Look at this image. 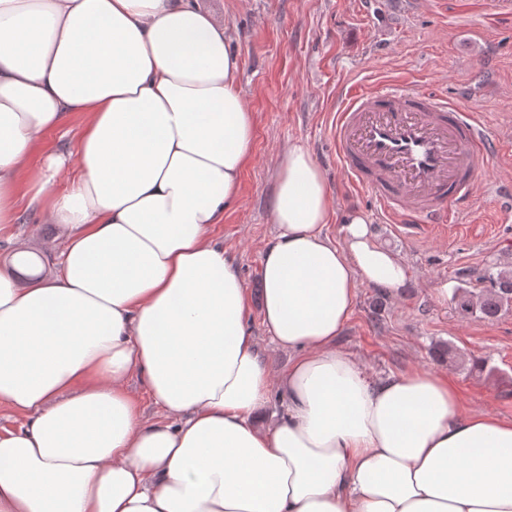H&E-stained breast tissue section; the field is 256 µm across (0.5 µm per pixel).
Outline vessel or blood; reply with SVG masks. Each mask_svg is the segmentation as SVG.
I'll use <instances>...</instances> for the list:
<instances>
[{"instance_id": "vessel-or-blood-1", "label": "vessel or blood", "mask_w": 512, "mask_h": 512, "mask_svg": "<svg viewBox=\"0 0 512 512\" xmlns=\"http://www.w3.org/2000/svg\"><path fill=\"white\" fill-rule=\"evenodd\" d=\"M334 121L336 164L370 191L382 222L434 230L460 223L477 165L494 146L484 121L407 84L344 87Z\"/></svg>"}]
</instances>
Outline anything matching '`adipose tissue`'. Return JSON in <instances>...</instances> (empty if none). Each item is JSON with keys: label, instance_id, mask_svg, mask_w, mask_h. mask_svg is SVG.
Listing matches in <instances>:
<instances>
[{"label": "adipose tissue", "instance_id": "1", "mask_svg": "<svg viewBox=\"0 0 512 512\" xmlns=\"http://www.w3.org/2000/svg\"><path fill=\"white\" fill-rule=\"evenodd\" d=\"M239 68L197 0H0V224L23 190L64 241L51 278L0 272V410L19 421L0 429V512H512V418L340 348L360 286L404 294L407 269L362 213L329 235L299 142L259 277L264 330L293 356L272 371L213 235L252 157ZM73 116L76 150L31 164Z\"/></svg>", "mask_w": 512, "mask_h": 512}]
</instances>
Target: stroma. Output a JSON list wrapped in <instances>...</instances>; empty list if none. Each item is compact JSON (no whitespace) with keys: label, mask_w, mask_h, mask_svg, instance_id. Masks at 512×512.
<instances>
[{"label":"stroma","mask_w":512,"mask_h":512,"mask_svg":"<svg viewBox=\"0 0 512 512\" xmlns=\"http://www.w3.org/2000/svg\"><path fill=\"white\" fill-rule=\"evenodd\" d=\"M227 26L238 51L241 94L255 118L253 159L238 204L213 234L255 287L273 237L269 205L283 147L303 143L325 171L338 214L364 213L376 241L403 258L404 296L360 286L339 345L373 375L424 368L448 375L470 411L512 417V304L497 317L455 310L451 292L478 289L487 266L512 264V208L498 207L495 183L512 181V9L501 0H198ZM388 82L430 86L483 116L495 146L477 173L461 223L420 233L379 222L373 195L349 185L336 165L332 122L342 87ZM53 273L61 249L55 225L31 210L0 233V271L19 238ZM462 361H436V345Z\"/></svg>","instance_id":"obj_1"}]
</instances>
